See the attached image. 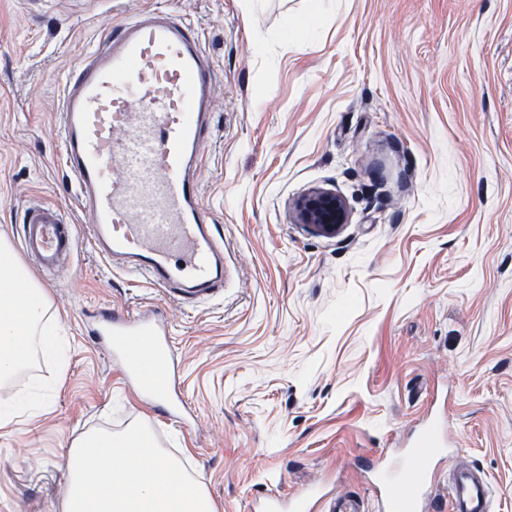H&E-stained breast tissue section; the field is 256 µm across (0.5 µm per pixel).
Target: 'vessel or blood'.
<instances>
[{
    "instance_id": "vessel-or-blood-1",
    "label": "vessel or blood",
    "mask_w": 512,
    "mask_h": 512,
    "mask_svg": "<svg viewBox=\"0 0 512 512\" xmlns=\"http://www.w3.org/2000/svg\"><path fill=\"white\" fill-rule=\"evenodd\" d=\"M214 76L198 29L170 8L118 15L60 87L61 163L84 223L32 201L22 218V252L41 270H52L72 260L84 237L112 269L145 278L184 306L222 298L224 238L196 176L211 139ZM99 333L160 351L165 366L157 384H142L132 374L127 380L141 399L162 407L166 419L191 423L172 329L161 311L105 309ZM443 447L431 423L408 450L406 467L376 469L380 512H419L433 484V456ZM491 498L479 467L455 468L448 512H492ZM313 500L321 512H367L360 498L322 496L314 488L285 506L266 496L263 507L308 512Z\"/></svg>"
}]
</instances>
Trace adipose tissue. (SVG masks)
Segmentation results:
<instances>
[{"label": "adipose tissue", "mask_w": 512, "mask_h": 512, "mask_svg": "<svg viewBox=\"0 0 512 512\" xmlns=\"http://www.w3.org/2000/svg\"><path fill=\"white\" fill-rule=\"evenodd\" d=\"M43 288L0 239V383L8 384L33 356L51 359L61 337ZM63 512H217L202 485L156 447L148 430L90 432L69 456Z\"/></svg>", "instance_id": "ef3b65f1"}]
</instances>
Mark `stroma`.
Instances as JSON below:
<instances>
[{"label":"stroma","instance_id":"obj_1","mask_svg":"<svg viewBox=\"0 0 512 512\" xmlns=\"http://www.w3.org/2000/svg\"><path fill=\"white\" fill-rule=\"evenodd\" d=\"M0 0V235L42 200L76 216L56 138L59 84L115 14L170 5L217 77L200 189L224 236V297L186 307L87 243L42 280L71 347L0 388L43 400L0 425V512H61L67 455L92 430L147 425L217 512L255 499L375 496L444 412L434 497L468 462L512 512V0ZM336 193L327 237L296 200ZM116 307L166 315L191 428L131 390L93 329ZM348 218L345 201L335 193L324 190H310L294 206L297 224H306L326 236L336 235L341 226L348 223Z\"/></svg>","mask_w":512,"mask_h":512}]
</instances>
